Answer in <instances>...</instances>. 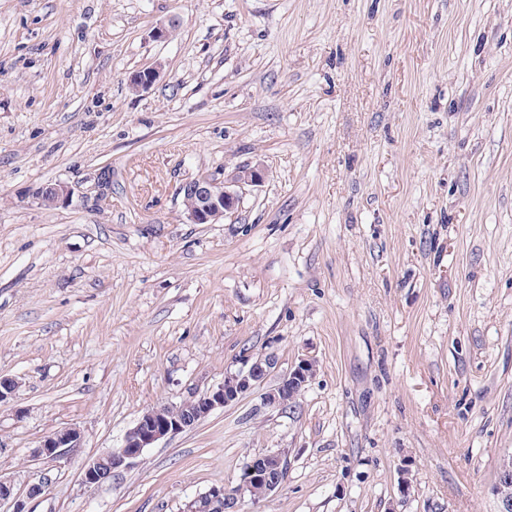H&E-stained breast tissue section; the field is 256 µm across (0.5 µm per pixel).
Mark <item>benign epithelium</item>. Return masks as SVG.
I'll return each instance as SVG.
<instances>
[{
    "instance_id": "obj_1",
    "label": "benign epithelium",
    "mask_w": 512,
    "mask_h": 512,
    "mask_svg": "<svg viewBox=\"0 0 512 512\" xmlns=\"http://www.w3.org/2000/svg\"><path fill=\"white\" fill-rule=\"evenodd\" d=\"M161 73L159 65L136 72L131 80L132 88L136 91L150 88ZM265 178L263 169L244 166L233 169L221 181L211 176H196L179 188L186 202L188 219L193 224L217 223L237 208L242 190L261 186ZM69 196V188L62 183L45 184L31 190L32 201L45 207L55 206ZM274 366L272 356L258 355L242 369L226 375L224 382L215 388L198 393L188 401L146 410L126 433L121 447L102 453L86 466L82 482L87 486L99 485L114 473L141 462L145 449L159 440L193 428L215 409L226 407L262 386ZM312 373L313 360L299 358L276 385L262 394L263 407H287L300 394ZM80 441L79 429H63L41 440L34 454L48 461H59L69 451L80 447ZM286 474L284 452L276 450L259 454L245 464L236 487L210 489L188 504V512H241L245 497L257 501L252 496L256 487H261L265 499L280 488ZM493 493L499 503V512H512V455L501 459Z\"/></svg>"
}]
</instances>
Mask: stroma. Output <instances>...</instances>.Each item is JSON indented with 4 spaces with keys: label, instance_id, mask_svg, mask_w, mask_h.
I'll return each instance as SVG.
<instances>
[{
    "label": "stroma",
    "instance_id": "obj_1",
    "mask_svg": "<svg viewBox=\"0 0 512 512\" xmlns=\"http://www.w3.org/2000/svg\"><path fill=\"white\" fill-rule=\"evenodd\" d=\"M238 166L262 186L190 223L181 184ZM261 354L271 386L314 360L293 406L253 390L83 484ZM0 376V512H185L270 450L285 482L243 512H496L512 0H0ZM67 427L79 448L33 457ZM30 193L33 202L45 207L55 206L70 196L69 188L62 183L45 184Z\"/></svg>",
    "mask_w": 512,
    "mask_h": 512
}]
</instances>
